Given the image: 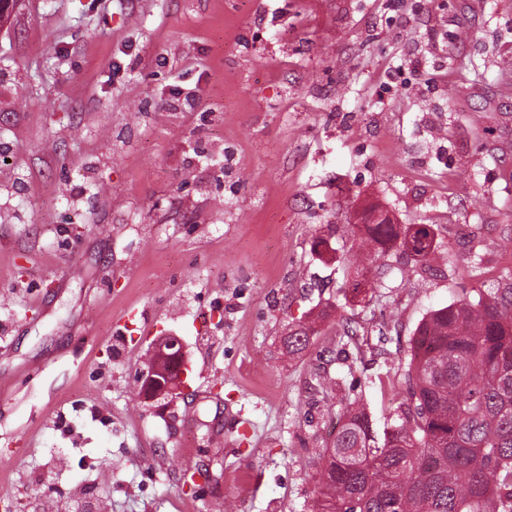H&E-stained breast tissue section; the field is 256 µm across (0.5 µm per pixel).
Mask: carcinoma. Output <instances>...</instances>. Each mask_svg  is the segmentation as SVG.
Here are the masks:
<instances>
[{"mask_svg":"<svg viewBox=\"0 0 512 512\" xmlns=\"http://www.w3.org/2000/svg\"><path fill=\"white\" fill-rule=\"evenodd\" d=\"M360 247L394 246L435 260L433 228L402 233L383 213H362ZM349 288L373 278L354 255ZM311 328L288 335V353L308 348ZM409 401L382 433L357 401L341 400L345 422L322 456L313 512H512V278L430 312L410 348Z\"/></svg>","mask_w":512,"mask_h":512,"instance_id":"obj_1","label":"carcinoma"}]
</instances>
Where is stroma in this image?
Here are the masks:
<instances>
[{
    "label": "stroma",
    "instance_id": "stroma-1",
    "mask_svg": "<svg viewBox=\"0 0 512 512\" xmlns=\"http://www.w3.org/2000/svg\"><path fill=\"white\" fill-rule=\"evenodd\" d=\"M0 149V502L311 512L329 380L383 424L422 320L512 275V0H18ZM368 205L445 262L353 296Z\"/></svg>",
    "mask_w": 512,
    "mask_h": 512
}]
</instances>
